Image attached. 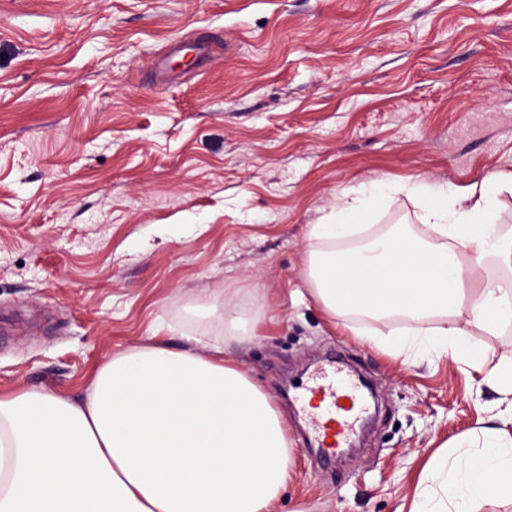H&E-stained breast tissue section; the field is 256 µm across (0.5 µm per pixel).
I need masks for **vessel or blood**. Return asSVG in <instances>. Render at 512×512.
<instances>
[{"mask_svg":"<svg viewBox=\"0 0 512 512\" xmlns=\"http://www.w3.org/2000/svg\"><path fill=\"white\" fill-rule=\"evenodd\" d=\"M303 398L314 401V423L322 445L327 454H334L347 439L358 409L356 383L338 373L306 386Z\"/></svg>","mask_w":512,"mask_h":512,"instance_id":"1","label":"vessel or blood"}]
</instances>
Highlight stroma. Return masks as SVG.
Returning a JSON list of instances; mask_svg holds the SVG:
<instances>
[{"instance_id":"1","label":"stroma","mask_w":512,"mask_h":512,"mask_svg":"<svg viewBox=\"0 0 512 512\" xmlns=\"http://www.w3.org/2000/svg\"><path fill=\"white\" fill-rule=\"evenodd\" d=\"M511 170L512 0H0V395L78 402L117 353L221 339L288 427L276 512H398L496 395L354 334L404 320L327 319L308 232L352 187ZM418 214L393 194L370 231ZM331 366L377 400L323 465L301 397ZM251 316H245L243 310H233L232 312H224V331L225 335H232L238 339H246L254 336L255 328L261 317V311L256 308Z\"/></svg>"}]
</instances>
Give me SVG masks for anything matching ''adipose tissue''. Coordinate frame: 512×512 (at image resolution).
I'll return each instance as SVG.
<instances>
[{
	"label": "adipose tissue",
	"mask_w": 512,
	"mask_h": 512,
	"mask_svg": "<svg viewBox=\"0 0 512 512\" xmlns=\"http://www.w3.org/2000/svg\"><path fill=\"white\" fill-rule=\"evenodd\" d=\"M386 181L344 192L310 238L341 241L379 207ZM417 242L395 235L310 258L311 291L328 316L436 317L427 345L457 361L471 329L512 322V280L477 282L494 262L512 269V229L493 216L512 195V171L465 192L416 182ZM496 426L442 446L408 512H473L480 497L512 495V363L487 366ZM287 429L269 398L227 357L197 339L113 356L85 401L43 390L0 396V512H273L289 478Z\"/></svg>",
	"instance_id": "1"
}]
</instances>
